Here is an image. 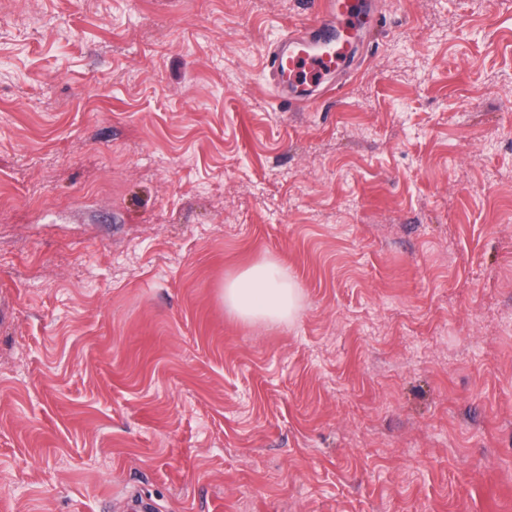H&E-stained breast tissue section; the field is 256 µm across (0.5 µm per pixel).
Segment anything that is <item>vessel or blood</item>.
<instances>
[{
  "instance_id": "1",
  "label": "vessel or blood",
  "mask_w": 512,
  "mask_h": 512,
  "mask_svg": "<svg viewBox=\"0 0 512 512\" xmlns=\"http://www.w3.org/2000/svg\"><path fill=\"white\" fill-rule=\"evenodd\" d=\"M361 32L352 0H321L317 18L289 31L268 53L281 93L311 100L324 80L349 61Z\"/></svg>"
}]
</instances>
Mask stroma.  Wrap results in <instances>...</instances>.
I'll list each match as a JSON object with an SVG mask.
<instances>
[{"label": "stroma", "mask_w": 512, "mask_h": 512, "mask_svg": "<svg viewBox=\"0 0 512 512\" xmlns=\"http://www.w3.org/2000/svg\"><path fill=\"white\" fill-rule=\"evenodd\" d=\"M317 8L0 0V512H512V0ZM361 32L350 0H322L317 19L289 31L268 52V67L284 97L312 100L324 80L349 61ZM299 298L297 284L276 262L252 265L224 284V303L246 321L291 318Z\"/></svg>", "instance_id": "stroma-1"}]
</instances>
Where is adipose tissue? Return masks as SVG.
<instances>
[{
  "label": "adipose tissue",
  "mask_w": 512,
  "mask_h": 512,
  "mask_svg": "<svg viewBox=\"0 0 512 512\" xmlns=\"http://www.w3.org/2000/svg\"><path fill=\"white\" fill-rule=\"evenodd\" d=\"M299 298L297 284L276 262L252 265L224 284V302L246 321L292 317Z\"/></svg>",
  "instance_id": "ef3b65f1"
}]
</instances>
